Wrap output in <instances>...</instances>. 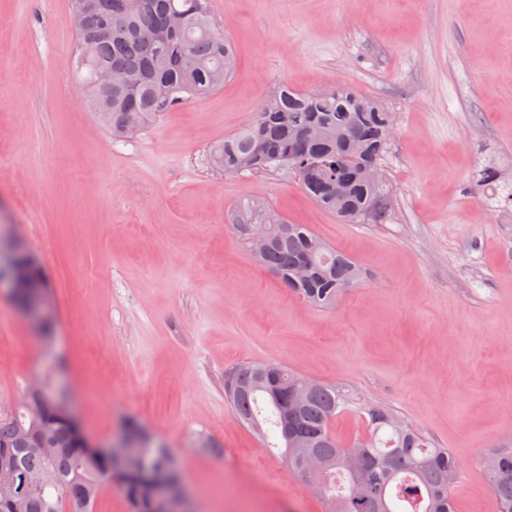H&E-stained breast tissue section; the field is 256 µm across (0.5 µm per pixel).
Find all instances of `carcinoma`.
I'll return each mask as SVG.
<instances>
[{
	"mask_svg": "<svg viewBox=\"0 0 512 512\" xmlns=\"http://www.w3.org/2000/svg\"><path fill=\"white\" fill-rule=\"evenodd\" d=\"M210 0H83L74 8L77 40L72 61L85 71L92 107L113 135L153 126L164 113L220 88L236 68V52L218 32ZM112 73V97L93 92L99 73ZM393 115L373 98L347 85L297 93L284 85L265 99L251 120L211 148L214 166L226 175L285 169L320 208L346 224L383 217L388 194L369 168L379 159ZM268 206L252 201L232 226L245 244ZM267 245L253 256L275 273L289 292L328 310L366 275L345 252L304 224H267ZM269 373L246 362L224 378V395L237 419L261 436L279 439L281 457L296 474L308 458L320 461L315 476L330 512H455L451 488L459 464L446 448L381 407H361L335 384L309 380L280 364ZM357 411L364 434L339 439L333 424ZM57 440L52 457L40 444ZM485 470L498 512H512V436L493 450ZM14 471L17 492L0 497V512H95L101 490L117 483L132 512H159L149 495L155 477L169 470L170 455L149 438L136 460L122 466L92 455L70 431L59 409L21 402L0 413V466Z\"/></svg>",
	"mask_w": 512,
	"mask_h": 512,
	"instance_id": "obj_1",
	"label": "carcinoma"
}]
</instances>
